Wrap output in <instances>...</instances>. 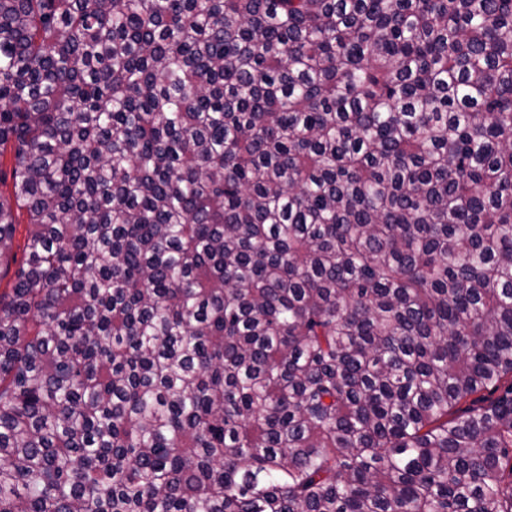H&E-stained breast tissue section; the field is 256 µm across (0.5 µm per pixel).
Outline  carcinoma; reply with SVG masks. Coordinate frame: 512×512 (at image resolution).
I'll return each mask as SVG.
<instances>
[{"instance_id":"1","label":"carcinoma","mask_w":512,"mask_h":512,"mask_svg":"<svg viewBox=\"0 0 512 512\" xmlns=\"http://www.w3.org/2000/svg\"><path fill=\"white\" fill-rule=\"evenodd\" d=\"M6 154L0 512H512V0H0Z\"/></svg>"}]
</instances>
